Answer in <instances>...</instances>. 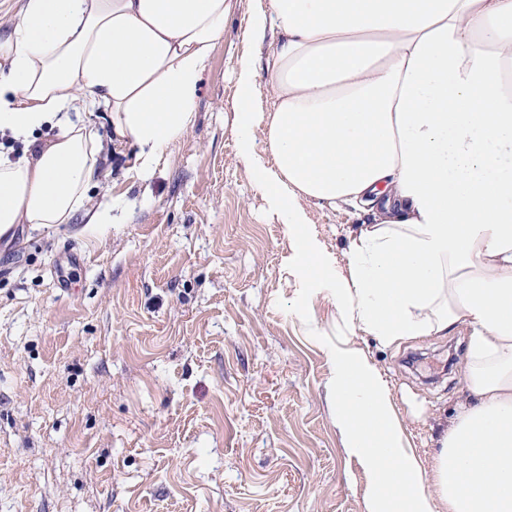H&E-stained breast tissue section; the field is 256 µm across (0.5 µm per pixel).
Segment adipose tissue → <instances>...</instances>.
Listing matches in <instances>:
<instances>
[{
  "label": "adipose tissue",
  "instance_id": "ef3b65f1",
  "mask_svg": "<svg viewBox=\"0 0 512 512\" xmlns=\"http://www.w3.org/2000/svg\"><path fill=\"white\" fill-rule=\"evenodd\" d=\"M231 0H22L0 36V237L18 224H109L90 210L98 163L80 94L149 175L192 127ZM271 41V107L236 74L237 155L283 224L298 317L323 295L347 330L388 345L470 330L469 393L423 465L392 390L356 344L327 348L336 426L367 512H512V0H258L243 30ZM58 132L46 139L44 126ZM263 139H256V132ZM363 206L344 259L309 204Z\"/></svg>",
  "mask_w": 512,
  "mask_h": 512
}]
</instances>
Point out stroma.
Wrapping results in <instances>:
<instances>
[{"instance_id": "1", "label": "stroma", "mask_w": 512, "mask_h": 512, "mask_svg": "<svg viewBox=\"0 0 512 512\" xmlns=\"http://www.w3.org/2000/svg\"><path fill=\"white\" fill-rule=\"evenodd\" d=\"M233 13L196 119L148 176L108 114L91 204L112 224H22L0 239V512H365L336 428L323 296L294 314L290 247L236 154ZM344 256L370 217L312 207ZM469 330L397 347L353 341L389 380L411 448L432 458L467 397Z\"/></svg>"}]
</instances>
